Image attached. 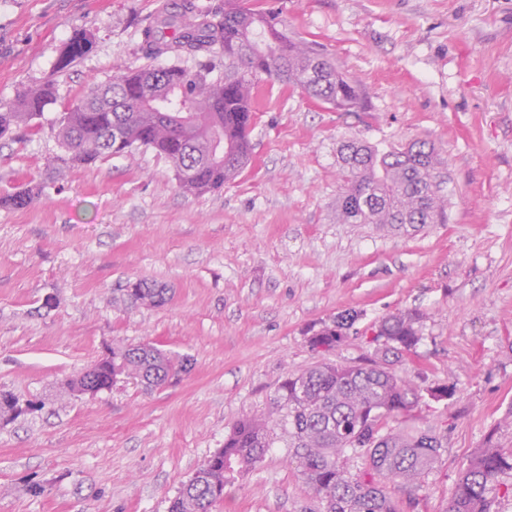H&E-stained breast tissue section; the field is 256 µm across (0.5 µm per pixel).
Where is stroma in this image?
I'll use <instances>...</instances> for the list:
<instances>
[{
	"instance_id": "stroma-1",
	"label": "stroma",
	"mask_w": 512,
	"mask_h": 512,
	"mask_svg": "<svg viewBox=\"0 0 512 512\" xmlns=\"http://www.w3.org/2000/svg\"><path fill=\"white\" fill-rule=\"evenodd\" d=\"M160 0H12L0 10V101L55 81L57 96L15 140L0 139V193L47 183L40 203L0 208V390L38 411L0 424V512H169L237 420L273 411L291 372L319 355L313 328L359 318L332 358L376 354L388 314L417 308L421 341L398 376L457 397L441 457L403 512H445L471 456L512 448V0H239L278 13L368 94L339 112L301 90L261 87L248 166L224 188L182 193L152 151L56 176L55 124L90 83L141 64L140 28ZM91 53L64 72L68 38ZM415 138L444 160L447 221L409 233L336 221V149ZM139 278L169 288L130 306ZM55 305L43 306L46 297ZM155 344L191 362L145 390L122 377L93 396L60 384L115 344ZM43 493H29L32 484ZM212 512H319L278 436ZM94 46V34L90 30L76 32L67 43L58 60V71L68 70L78 59L87 55Z\"/></svg>"
}]
</instances>
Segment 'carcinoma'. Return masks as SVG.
Masks as SVG:
<instances>
[{"label": "carcinoma", "instance_id": "obj_1", "mask_svg": "<svg viewBox=\"0 0 512 512\" xmlns=\"http://www.w3.org/2000/svg\"><path fill=\"white\" fill-rule=\"evenodd\" d=\"M269 9H246L224 0L202 12L194 0H166L141 29L144 63L83 90L58 119V173L140 149L165 158L180 190L199 194L234 180L251 156L249 133L259 86L268 81L299 88L312 99L343 112L362 109L366 95L354 79L336 70L324 54L288 35ZM94 46L89 30L75 33L58 60L68 70ZM174 61L155 66L163 55ZM184 58L197 67L181 65ZM56 99L52 81L0 102V138L11 137L40 118ZM170 126L159 129V103ZM341 182L336 218L341 224H441L447 203L438 194L442 157L424 139L382 151L363 140L338 148ZM43 183L0 196V206L25 208L44 194ZM133 305L161 307L168 289L139 279L125 288ZM358 319L344 311L310 339L314 350L330 353L348 339ZM422 315L402 311L383 318L372 342L380 360L365 364L320 360L283 380L275 398L278 418L253 415L233 424L217 450L171 501L169 512H210L224 489L258 467L273 447L271 425L288 433L300 475L322 512H401L391 487L419 485L438 462L447 425L416 424L424 398L440 402L456 395L454 384L422 393L399 377L394 365L416 353ZM131 368L150 387L167 384L187 369L152 344L112 347V373ZM512 473V448L478 450L457 480L448 512H491V494L502 475Z\"/></svg>", "mask_w": 512, "mask_h": 512}]
</instances>
